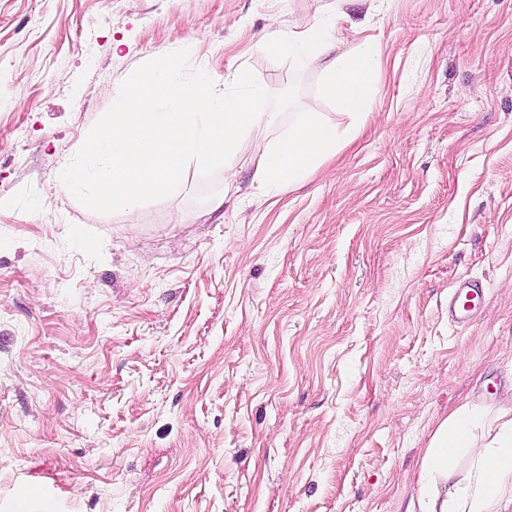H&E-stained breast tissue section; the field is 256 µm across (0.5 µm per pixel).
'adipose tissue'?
Masks as SVG:
<instances>
[{
    "instance_id": "1",
    "label": "adipose tissue",
    "mask_w": 512,
    "mask_h": 512,
    "mask_svg": "<svg viewBox=\"0 0 512 512\" xmlns=\"http://www.w3.org/2000/svg\"><path fill=\"white\" fill-rule=\"evenodd\" d=\"M330 45L325 31L311 27L300 34L268 41L267 50L285 54L298 65L324 64L325 92L342 115L363 117L365 85L377 66L374 48L359 45L349 56L324 63ZM466 454L468 465L446 493L438 482L455 469L458 454ZM422 490L417 512H512V405L487 416L471 403L458 406L434 432L421 461Z\"/></svg>"
}]
</instances>
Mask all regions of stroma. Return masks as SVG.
Here are the masks:
<instances>
[{
  "label": "stroma",
  "instance_id": "35a3bbf8",
  "mask_svg": "<svg viewBox=\"0 0 512 512\" xmlns=\"http://www.w3.org/2000/svg\"><path fill=\"white\" fill-rule=\"evenodd\" d=\"M332 17L379 62L303 184L262 195L250 136L230 190L58 193L162 52L336 112L262 48ZM511 386L512 0H0V512H407L437 426ZM482 291L480 282L458 278L448 293V319L457 325L470 323L475 313V302Z\"/></svg>",
  "mask_w": 512,
  "mask_h": 512
}]
</instances>
